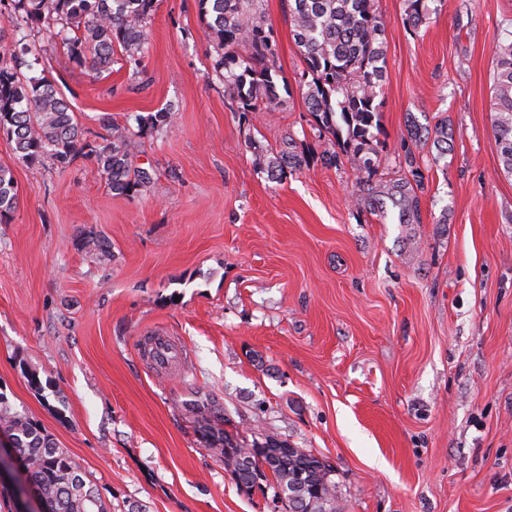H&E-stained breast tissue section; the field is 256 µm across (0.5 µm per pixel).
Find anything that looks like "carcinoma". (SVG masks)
I'll list each match as a JSON object with an SVG mask.
<instances>
[{
	"instance_id": "carcinoma-1",
	"label": "carcinoma",
	"mask_w": 512,
	"mask_h": 512,
	"mask_svg": "<svg viewBox=\"0 0 512 512\" xmlns=\"http://www.w3.org/2000/svg\"><path fill=\"white\" fill-rule=\"evenodd\" d=\"M8 18L15 50L0 49V134L28 167L51 158L65 166L80 152L94 158L118 195L143 186L148 177L133 165L127 143L133 132L112 128L111 138L90 144L70 106L46 76H27V39L42 25L65 43L71 55L94 70L112 67L114 48L126 62L140 65L142 28L153 0H10ZM260 0H198L217 46L214 72L236 94L245 112L276 96L271 32L259 12ZM406 16L416 28L429 15L430 0H406ZM293 37L311 82L306 99L317 126L338 135L346 126L347 147L356 153L369 145L379 105L376 98L385 72V23L374 0H288ZM495 131L506 170L512 172V42L499 47L494 76ZM299 159L281 153L268 162L280 178ZM18 204L12 170L0 165V223L8 222ZM0 423L23 460L26 482L37 493L42 512H106L98 491L87 483L71 456L26 415L12 410L0 392ZM273 455H255L224 437L220 459L240 491L265 494L285 512H336V482L322 458L265 436Z\"/></svg>"
}]
</instances>
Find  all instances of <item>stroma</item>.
Segmentation results:
<instances>
[{
  "mask_svg": "<svg viewBox=\"0 0 512 512\" xmlns=\"http://www.w3.org/2000/svg\"><path fill=\"white\" fill-rule=\"evenodd\" d=\"M375 8L386 71L358 155L316 128L288 0L260 2L277 97L253 112L212 70L198 0H155L138 67L31 42L86 141L130 128L151 175L117 195L93 158L33 170L0 135L19 197L0 223V392L107 512H274L210 448L262 432L332 466L338 512H512V176L492 125L512 0H432L416 29L405 0ZM283 150L301 164L276 180ZM158 334L183 366L153 369ZM201 393L221 410L207 424Z\"/></svg>",
  "mask_w": 512,
  "mask_h": 512,
  "instance_id": "1",
  "label": "stroma"
}]
</instances>
